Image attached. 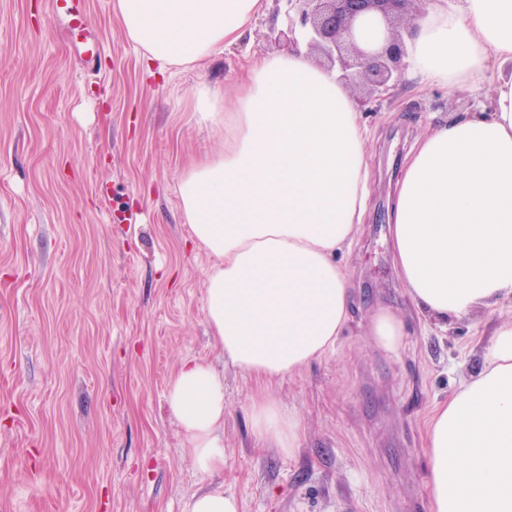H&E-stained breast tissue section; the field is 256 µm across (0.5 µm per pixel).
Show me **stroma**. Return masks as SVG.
Masks as SVG:
<instances>
[{
  "mask_svg": "<svg viewBox=\"0 0 512 512\" xmlns=\"http://www.w3.org/2000/svg\"><path fill=\"white\" fill-rule=\"evenodd\" d=\"M86 5L87 35L103 46L93 56L51 0H0V512H187L213 486L241 512H429L430 413L480 368L512 304L444 333L419 322L383 215L411 144L476 98L407 81L367 113L369 206L341 258L353 322L334 350L268 385L301 422L286 456L253 440L258 385L211 335V260L176 195L185 166L218 146L194 118L193 87L223 86L232 107L243 58L279 50L277 4L203 68L153 76L112 0ZM381 307L404 322L398 351L367 334ZM192 359L224 378V467L212 475L196 469L166 400Z\"/></svg>",
  "mask_w": 512,
  "mask_h": 512,
  "instance_id": "35a3bbf8",
  "label": "stroma"
}]
</instances>
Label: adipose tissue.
Segmentation results:
<instances>
[{"label":"adipose tissue","instance_id":"adipose-tissue-1","mask_svg":"<svg viewBox=\"0 0 512 512\" xmlns=\"http://www.w3.org/2000/svg\"><path fill=\"white\" fill-rule=\"evenodd\" d=\"M127 38L161 70L203 66L246 35L266 0H112ZM417 89L487 88V100L417 140L389 207L397 276L418 314L440 328L512 302V0H455L406 36ZM232 110L201 82L196 121L220 140L177 184L182 217L213 257L206 318L224 358L264 383L322 357L352 320L338 257L368 209V128L336 72L306 53L247 59ZM167 404L201 473L224 466V381L181 365ZM252 436L292 455L299 418L268 393L250 408ZM429 512H512V321L482 365L427 423Z\"/></svg>","mask_w":512,"mask_h":512}]
</instances>
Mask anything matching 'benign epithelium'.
<instances>
[{
	"mask_svg": "<svg viewBox=\"0 0 512 512\" xmlns=\"http://www.w3.org/2000/svg\"><path fill=\"white\" fill-rule=\"evenodd\" d=\"M284 11L288 50L319 58L375 112L402 83L403 39L420 5L429 0H275Z\"/></svg>",
	"mask_w": 512,
	"mask_h": 512,
	"instance_id": "benign-epithelium-1",
	"label": "benign epithelium"
}]
</instances>
